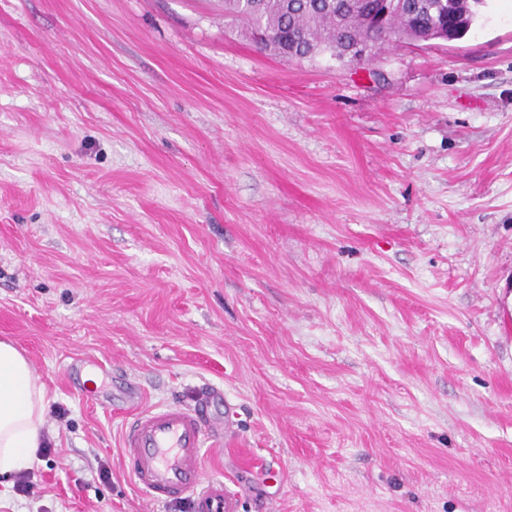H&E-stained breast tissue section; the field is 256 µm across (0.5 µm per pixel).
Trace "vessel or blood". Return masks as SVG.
<instances>
[{
  "label": "vessel or blood",
  "mask_w": 512,
  "mask_h": 512,
  "mask_svg": "<svg viewBox=\"0 0 512 512\" xmlns=\"http://www.w3.org/2000/svg\"><path fill=\"white\" fill-rule=\"evenodd\" d=\"M231 424V417L209 415L202 402L137 411L122 436L123 468L155 505L184 500L192 512H239L238 494L205 475L207 442Z\"/></svg>",
  "instance_id": "obj_1"
}]
</instances>
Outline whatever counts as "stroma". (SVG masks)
<instances>
[{
    "label": "stroma",
    "instance_id": "obj_1",
    "mask_svg": "<svg viewBox=\"0 0 512 512\" xmlns=\"http://www.w3.org/2000/svg\"><path fill=\"white\" fill-rule=\"evenodd\" d=\"M0 339L52 448L0 512H189L127 399L210 390L239 512H512V0L359 67L218 0H0Z\"/></svg>",
    "mask_w": 512,
    "mask_h": 512
}]
</instances>
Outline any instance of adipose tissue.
<instances>
[{
	"instance_id": "adipose-tissue-1",
	"label": "adipose tissue",
	"mask_w": 512,
	"mask_h": 512,
	"mask_svg": "<svg viewBox=\"0 0 512 512\" xmlns=\"http://www.w3.org/2000/svg\"><path fill=\"white\" fill-rule=\"evenodd\" d=\"M46 388L25 355L0 341V478L31 468L45 445Z\"/></svg>"
}]
</instances>
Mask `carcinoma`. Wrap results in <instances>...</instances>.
Instances as JSON below:
<instances>
[{"label":"carcinoma","mask_w":512,"mask_h":512,"mask_svg":"<svg viewBox=\"0 0 512 512\" xmlns=\"http://www.w3.org/2000/svg\"><path fill=\"white\" fill-rule=\"evenodd\" d=\"M369 0H224V22L252 39L262 31L267 39L257 46L275 56L288 52L311 59L346 41L374 48L398 33H417L427 26L454 25L463 36L476 21L466 0H413L414 9L396 7L381 26L365 23Z\"/></svg>","instance_id":"cac0c4a2"}]
</instances>
